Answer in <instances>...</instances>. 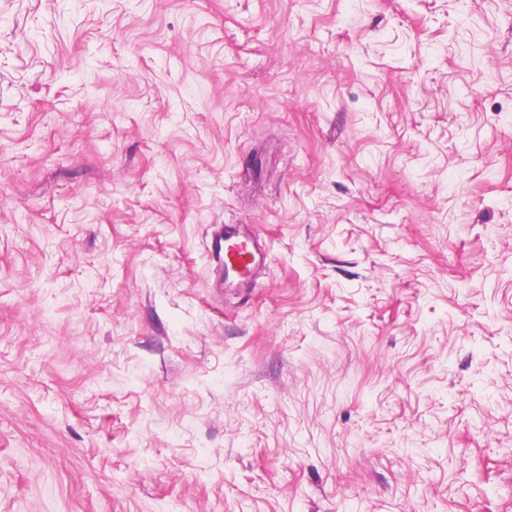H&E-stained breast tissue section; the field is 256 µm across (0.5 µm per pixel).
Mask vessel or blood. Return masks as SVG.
<instances>
[{
	"label": "vessel or blood",
	"instance_id": "vessel-or-blood-1",
	"mask_svg": "<svg viewBox=\"0 0 512 512\" xmlns=\"http://www.w3.org/2000/svg\"><path fill=\"white\" fill-rule=\"evenodd\" d=\"M211 249L222 254V283L234 286L249 277L260 276L267 267L270 249L260 234L242 224H227L216 230Z\"/></svg>",
	"mask_w": 512,
	"mask_h": 512
}]
</instances>
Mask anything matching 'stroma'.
I'll use <instances>...</instances> for the list:
<instances>
[{"mask_svg": "<svg viewBox=\"0 0 512 512\" xmlns=\"http://www.w3.org/2000/svg\"><path fill=\"white\" fill-rule=\"evenodd\" d=\"M0 512H512V0H0ZM211 249L220 256L223 250L222 284L238 285L244 278L258 277L267 267L270 249L260 234L242 224H225L215 231Z\"/></svg>", "mask_w": 512, "mask_h": 512, "instance_id": "obj_1", "label": "stroma"}]
</instances>
